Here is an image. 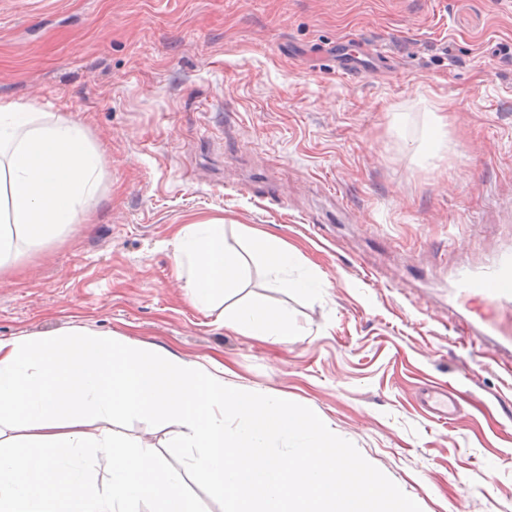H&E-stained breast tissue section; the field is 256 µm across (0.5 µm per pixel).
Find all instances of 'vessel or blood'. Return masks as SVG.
<instances>
[{"mask_svg": "<svg viewBox=\"0 0 512 512\" xmlns=\"http://www.w3.org/2000/svg\"><path fill=\"white\" fill-rule=\"evenodd\" d=\"M453 297L478 301L483 313L472 331L496 354H512V250L501 253L481 269L459 265L453 274ZM427 401L437 421L450 423L458 415L455 402L443 392H430Z\"/></svg>", "mask_w": 512, "mask_h": 512, "instance_id": "obj_1", "label": "vessel or blood"}]
</instances>
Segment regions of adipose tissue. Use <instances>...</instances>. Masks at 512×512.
Here are the masks:
<instances>
[{
  "mask_svg": "<svg viewBox=\"0 0 512 512\" xmlns=\"http://www.w3.org/2000/svg\"><path fill=\"white\" fill-rule=\"evenodd\" d=\"M101 179L100 155L76 123L32 104L0 103V267L18 242L39 245L76 223ZM250 242L269 271L282 275V287L320 293L323 283L316 277L287 279L298 256L278 238L259 233ZM172 255L176 269L187 272V294L197 306H217L242 284V261L224 235L223 218L185 225ZM221 323L275 341L292 334L287 312L264 306L239 307Z\"/></svg>",
  "mask_w": 512,
  "mask_h": 512,
  "instance_id": "1",
  "label": "adipose tissue"
}]
</instances>
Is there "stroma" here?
Returning <instances> with one entry per match:
<instances>
[{
  "mask_svg": "<svg viewBox=\"0 0 512 512\" xmlns=\"http://www.w3.org/2000/svg\"><path fill=\"white\" fill-rule=\"evenodd\" d=\"M362 59L336 72V47ZM0 100L80 124L103 159L77 224L0 269V339L75 327L307 406L422 512H512V360L449 306L455 267L512 249V0H0ZM224 219L302 257H250L222 311L172 260ZM287 311L285 342L219 323ZM453 386L460 416L422 398Z\"/></svg>",
  "mask_w": 512,
  "mask_h": 512,
  "instance_id": "stroma-1",
  "label": "stroma"
}]
</instances>
